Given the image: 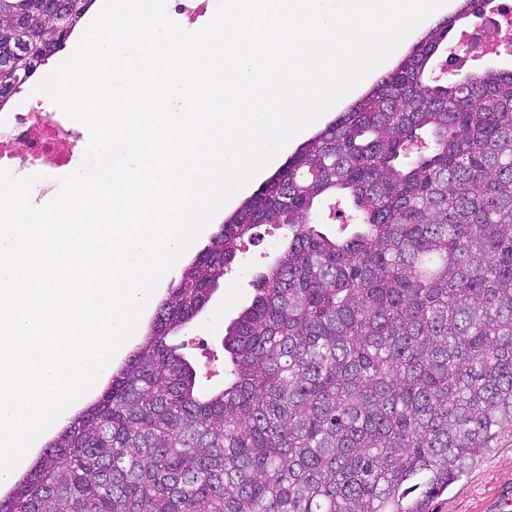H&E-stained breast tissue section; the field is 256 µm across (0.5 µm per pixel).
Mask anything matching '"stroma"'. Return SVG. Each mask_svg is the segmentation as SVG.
I'll return each mask as SVG.
<instances>
[{"label":"stroma","mask_w":512,"mask_h":512,"mask_svg":"<svg viewBox=\"0 0 512 512\" xmlns=\"http://www.w3.org/2000/svg\"><path fill=\"white\" fill-rule=\"evenodd\" d=\"M284 236L283 229L272 225L246 236L235 264L207 308L187 329L172 337V344L195 366L200 385L215 388L223 384L225 330L249 304L254 274L272 263ZM429 512H512V428L498 433L467 474L433 500Z\"/></svg>","instance_id":"1"}]
</instances>
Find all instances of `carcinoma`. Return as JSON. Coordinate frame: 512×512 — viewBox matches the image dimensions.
<instances>
[{
  "instance_id": "obj_1",
  "label": "carcinoma",
  "mask_w": 512,
  "mask_h": 512,
  "mask_svg": "<svg viewBox=\"0 0 512 512\" xmlns=\"http://www.w3.org/2000/svg\"><path fill=\"white\" fill-rule=\"evenodd\" d=\"M96 0H0V108ZM459 0L170 283L0 512H428L512 427V69L430 81ZM348 201L355 231L322 230ZM261 225L287 237L203 393L169 343Z\"/></svg>"
}]
</instances>
